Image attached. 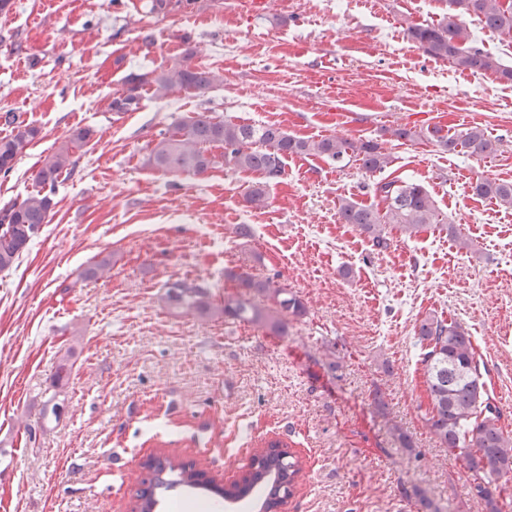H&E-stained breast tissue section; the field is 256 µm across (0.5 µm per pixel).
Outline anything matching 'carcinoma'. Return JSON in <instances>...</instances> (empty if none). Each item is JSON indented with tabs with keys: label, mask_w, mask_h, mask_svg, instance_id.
Returning <instances> with one entry per match:
<instances>
[{
	"label": "carcinoma",
	"mask_w": 512,
	"mask_h": 512,
	"mask_svg": "<svg viewBox=\"0 0 512 512\" xmlns=\"http://www.w3.org/2000/svg\"><path fill=\"white\" fill-rule=\"evenodd\" d=\"M449 12L428 25H410L406 32L423 52L452 64L458 70L492 73L512 84V67L497 56L469 47L463 18L476 19L483 28L512 41V0H448ZM194 0H152L151 11L167 13L184 9ZM220 76L214 71L191 63V56L169 66L142 73L129 74L121 91L109 104L117 115L140 108L143 91L150 88L159 98L193 90L204 93ZM0 121L12 127L9 137L0 139V173L9 174L27 153L40 134V129L19 120L13 112H5ZM439 147L455 153L469 149L474 154H493L498 143L485 131L473 126L458 135H440L433 130ZM95 130L80 128L65 138L42 163L35 174L37 188L20 200L0 208V272L10 271L27 249L42 225L49 222L55 206L52 194L59 178L73 171L77 151L93 139ZM293 155L318 156L339 161L345 157L360 162L361 168L374 174L384 171L392 162L391 155L372 139L296 137L276 125H250L222 120L211 112H196L176 123L152 141L144 157V165L175 175L200 176L222 163L239 171L258 172L263 181L252 185L244 202L253 210L269 205L268 187L279 183L285 174V160ZM473 193L512 208V183L488 178L476 181ZM375 193L382 206L364 205L352 198L338 204V219L353 225L369 238L373 246L386 250L390 246L386 228L397 225L412 236L430 224L438 223L434 201L419 182L394 179L376 183ZM112 254H100L84 270V277L98 281L111 277ZM237 280L241 291L224 297L216 304L208 288L195 281L176 280L166 285L160 297L162 304L173 310L192 314L203 321L237 320L269 330L278 336L288 333V318L306 313L302 299L269 278H258L247 272H228ZM419 341L426 344L424 375L428 406L426 422L439 447L463 462L470 474L476 495L484 500L486 512H503L507 504L501 481L512 476V431L502 424V411L492 402L484 373L476 357L472 336L456 321L445 322L435 316L422 319L417 327ZM71 352L59 358L53 387H63L70 376ZM256 464L238 483L224 488L205 478V471L195 461L177 455L163 456L166 481L143 478L136 492L141 512H153L159 494L176 487H204L224 498H242L255 487L267 489L259 512H277L293 495L301 473V462L280 441L260 449L254 455Z\"/></svg>",
	"instance_id": "cac0c4a2"
}]
</instances>
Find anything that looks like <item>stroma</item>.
Returning <instances> with one entry per match:
<instances>
[{"instance_id": "obj_1", "label": "stroma", "mask_w": 512, "mask_h": 512, "mask_svg": "<svg viewBox=\"0 0 512 512\" xmlns=\"http://www.w3.org/2000/svg\"><path fill=\"white\" fill-rule=\"evenodd\" d=\"M13 2L0 14V113L40 135L0 174V207L34 190L72 131L97 135L57 183L49 223L0 273V512H133L151 457L204 460L207 476L228 485L272 439L302 463L284 512H423L425 499L433 512H484L425 421L416 327L433 314L467 328L512 430V209L471 190L481 178L512 182V85L408 39V25L447 13L446 0H195L165 15L150 12L151 0ZM188 50L223 84L165 100L147 90L140 110L109 111L126 75ZM195 112L303 138L372 139L393 162L370 175L355 161L289 157L270 206L254 212L243 196L259 174L144 166L158 132ZM404 125L421 137H392ZM436 126L481 127L499 149L444 152L429 135ZM395 178L423 184L440 221L410 239L391 231L380 251L339 223L337 205L379 204L376 183ZM240 224L252 238L237 237ZM103 252L111 279L84 280ZM231 270L297 292L306 315L275 336L158 302L178 279L223 302L237 291ZM69 349L61 418L42 424ZM377 385L384 415L370 405Z\"/></svg>"}]
</instances>
